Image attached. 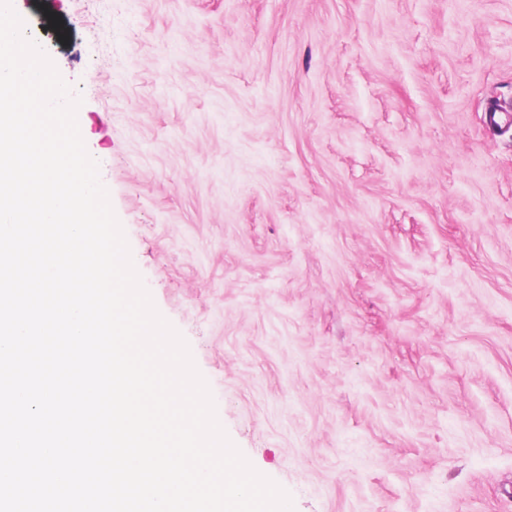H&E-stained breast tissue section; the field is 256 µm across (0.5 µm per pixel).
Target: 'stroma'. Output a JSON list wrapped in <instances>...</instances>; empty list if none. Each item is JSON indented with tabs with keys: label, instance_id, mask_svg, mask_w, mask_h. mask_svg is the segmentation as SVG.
I'll list each match as a JSON object with an SVG mask.
<instances>
[{
	"label": "stroma",
	"instance_id": "stroma-1",
	"mask_svg": "<svg viewBox=\"0 0 512 512\" xmlns=\"http://www.w3.org/2000/svg\"><path fill=\"white\" fill-rule=\"evenodd\" d=\"M11 3L220 424L294 512H502L512 0Z\"/></svg>",
	"mask_w": 512,
	"mask_h": 512
}]
</instances>
